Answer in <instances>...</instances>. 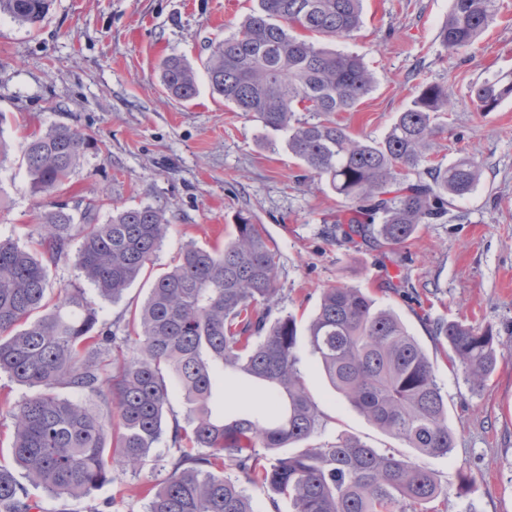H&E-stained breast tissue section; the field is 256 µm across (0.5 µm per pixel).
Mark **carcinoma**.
Returning <instances> with one entry per match:
<instances>
[{
	"instance_id": "obj_1",
	"label": "carcinoma",
	"mask_w": 512,
	"mask_h": 512,
	"mask_svg": "<svg viewBox=\"0 0 512 512\" xmlns=\"http://www.w3.org/2000/svg\"><path fill=\"white\" fill-rule=\"evenodd\" d=\"M53 0H0V14L34 27ZM500 0H451L440 39L449 56L471 50L496 21ZM363 0H258L237 31L203 63L224 105L288 133V150L313 177L349 202L344 238L392 252L422 224L448 215L480 178L475 157L443 166L430 156L451 109L448 88L429 84L399 113L382 140L353 135L331 118L353 112L376 77L363 58L329 47L350 39ZM168 96L190 100L196 74L180 57L165 60ZM483 112L512 98V79L484 78L471 90ZM297 112H314L317 122ZM87 135L68 126L34 134L25 161L34 193L51 195L68 181ZM95 200L44 205L37 237L26 245L0 238V373L41 391L10 407L9 453L27 484L0 464V512H41L28 487L81 500L114 480L112 467L140 472L166 432L173 392L186 406L174 422L179 456L168 477L149 489L146 512H258L242 481L294 512H399L447 495L436 474L360 439L338 435L287 457L261 461L321 434L324 424L299 368L297 317L276 308L277 254L262 230L243 218L224 246L182 247L138 312L124 324L101 316L83 288H62L47 301L50 269L71 256L96 295L119 302L154 260L171 224L151 205L112 209L98 223ZM319 372L384 433L426 457L455 444L448 402L417 339L390 309L360 288L323 289L307 327ZM452 369L472 389L496 362L492 334L460 321L437 324ZM262 389L265 410L224 414L229 386ZM67 389L62 398L57 389ZM97 397L107 416L88 409Z\"/></svg>"
}]
</instances>
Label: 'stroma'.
<instances>
[{"instance_id": "stroma-1", "label": "stroma", "mask_w": 512, "mask_h": 512, "mask_svg": "<svg viewBox=\"0 0 512 512\" xmlns=\"http://www.w3.org/2000/svg\"><path fill=\"white\" fill-rule=\"evenodd\" d=\"M257 0H55L30 29L0 15V238L27 242L43 196L33 194L23 162L27 136L53 125L77 129L89 144L58 201L108 195L113 205L164 209L173 227L149 268L161 274L180 248L229 240L240 218L261 225L277 251L275 302L306 328L327 286L368 291L393 309L433 361L448 400L455 448L418 456L352 408L318 373L308 343L300 370L325 423L322 439L341 433L418 460L448 489L427 512H512V99L478 111L470 88L488 74L512 76V0L471 54L449 56L439 31L450 0H364L363 23L342 50L364 55L376 77L356 111L338 114L356 135L379 140L428 84L447 87L451 112L432 158L481 163L475 191L456 200L442 224L421 226L408 248L392 253L328 240L327 224L346 210L328 183L310 178L289 152L285 132L225 107L212 93L205 60L236 31ZM171 55L190 61L198 91L169 99L160 66ZM491 330L497 368L474 391L445 358L437 323ZM178 452L169 439L140 473L115 470L90 498L58 500L31 489L43 512H146L137 490L162 482ZM472 483H464V476Z\"/></svg>"}]
</instances>
